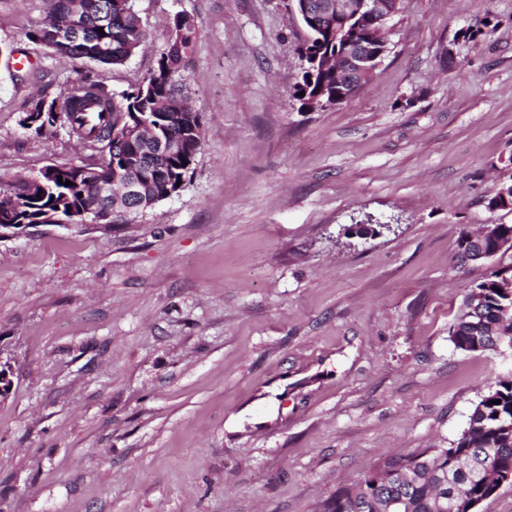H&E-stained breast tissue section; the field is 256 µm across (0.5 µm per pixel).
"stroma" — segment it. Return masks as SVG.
Returning a JSON list of instances; mask_svg holds the SVG:
<instances>
[{
	"mask_svg": "<svg viewBox=\"0 0 512 512\" xmlns=\"http://www.w3.org/2000/svg\"><path fill=\"white\" fill-rule=\"evenodd\" d=\"M124 65L28 36L49 0H0V185L99 162L18 118L89 78L121 95L174 15L203 116L182 191L110 225L0 242V512H318L384 458L447 448L512 352L456 349L464 292L512 249L459 263L463 231L512 224V0H403L347 102L293 96L290 0H135ZM493 11L473 43L457 30ZM379 234L350 236V225Z\"/></svg>",
	"mask_w": 512,
	"mask_h": 512,
	"instance_id": "35a3bbf8",
	"label": "stroma"
}]
</instances>
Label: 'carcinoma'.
<instances>
[{"label":"carcinoma","instance_id":"carcinoma-1","mask_svg":"<svg viewBox=\"0 0 512 512\" xmlns=\"http://www.w3.org/2000/svg\"><path fill=\"white\" fill-rule=\"evenodd\" d=\"M73 10L80 12L81 27L74 39L62 42L57 39L58 29ZM335 23L333 18L318 28L302 21L310 40L299 47L305 70L294 87L293 98L303 109L332 105L340 94L332 68H312L316 56L336 50V43L327 36ZM497 24V16L487 12L476 25L460 28L457 36L474 42ZM195 34L194 21L186 14L176 15L154 72L123 92L118 102L104 85L83 78L67 86L57 98L32 99L27 111L45 112L48 120L59 121L83 144L108 150L107 168L112 174L130 158L144 160L151 168V177L141 185V198L156 199L166 185L176 195L182 190L178 180L187 176L201 149V114L187 105L178 85ZM30 38L60 56L119 66L145 45L147 31L134 0H52L49 18L32 29ZM310 68L312 79L307 78ZM173 138L182 140V149L175 154L167 152V142ZM74 172L72 167L61 166L57 175L72 185L55 180L46 193L27 180L0 187V193L9 192L23 200L25 209L18 217L32 223L54 210L64 195L74 206L82 204L79 193L83 188L74 183ZM101 206L113 216L144 210V206L128 202L117 189ZM510 238L512 224H493L481 243L485 250L494 251L499 242ZM511 279L512 267L496 269L465 293L463 313L449 330L455 348L470 353L512 351V295L495 291ZM509 472L512 375L488 387L473 407L467 427L450 447L388 458L357 482L337 489L322 502L320 512H444L452 499L473 503L489 498L499 487V477Z\"/></svg>","mask_w":512,"mask_h":512}]
</instances>
